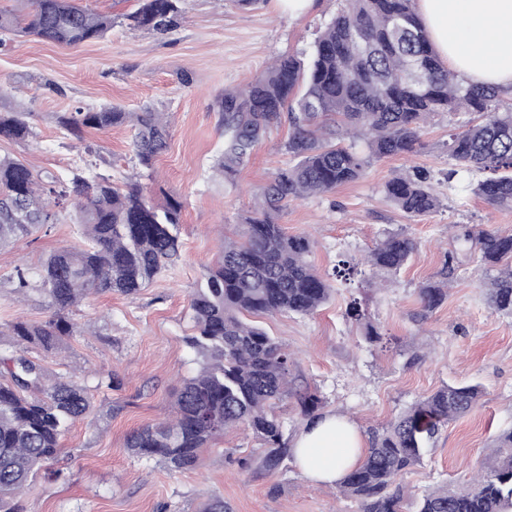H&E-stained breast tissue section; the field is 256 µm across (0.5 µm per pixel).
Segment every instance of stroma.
Returning a JSON list of instances; mask_svg holds the SVG:
<instances>
[{
  "label": "stroma",
  "instance_id": "stroma-1",
  "mask_svg": "<svg viewBox=\"0 0 512 512\" xmlns=\"http://www.w3.org/2000/svg\"><path fill=\"white\" fill-rule=\"evenodd\" d=\"M84 3L111 17L105 38L65 46L0 32V112L23 113L32 131L24 143L0 141V155L64 176L93 147L94 173L120 187L139 184L157 204L180 198L182 251L137 294L94 295L75 307L76 330L55 350L0 335V349L25 351L52 376L81 368L95 388L92 413L66 433L58 461L25 494L29 512H203L213 501L224 512H357V503L337 489L313 486L294 458L268 473L261 441L240 428L209 441L196 467L183 472L133 457L125 447L132 430L169 414L180 378L196 371L197 355L186 343L193 333L189 297L204 285L223 243L239 240L270 174L290 161L283 147L288 128L274 127L235 180H225L216 167L224 136L215 101L279 56L307 58L335 15L336 0H313L297 18L277 0L246 9L234 0H185L183 17L164 31L127 27L124 15L135 0ZM107 104L165 114L171 139L153 169L138 164L130 127L88 129L77 139L57 123L58 113ZM469 119L464 112L437 114L415 152L373 162L356 182L281 212L288 233L314 239L309 260L318 272L332 275L342 260L359 268L350 279L334 278L330 301L315 315L255 320L294 353L296 372L318 392L324 411L347 416L365 435L441 386H484L480 406L443 428L422 463L404 475L413 498L441 484H464L496 436L512 428V316L490 309L477 253L460 254L447 299L426 321L414 320L419 285L457 247L449 225L512 230V208L478 198L476 176L449 173L448 136ZM412 168L430 172L440 200L436 212L415 221L384 195L388 179ZM401 228L418 244L404 269L390 275L361 264L380 233ZM82 243L77 213L67 204L50 227L0 248V328L50 319L38 292L23 299L14 293L15 272L39 268L51 253ZM353 303L378 325L386 345L365 341L362 324L348 314ZM107 373L117 377L116 387L96 389L98 375Z\"/></svg>",
  "mask_w": 512,
  "mask_h": 512
}]
</instances>
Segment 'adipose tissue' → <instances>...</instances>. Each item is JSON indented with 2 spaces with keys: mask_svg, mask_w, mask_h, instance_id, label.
<instances>
[{
  "mask_svg": "<svg viewBox=\"0 0 512 512\" xmlns=\"http://www.w3.org/2000/svg\"><path fill=\"white\" fill-rule=\"evenodd\" d=\"M441 60L466 83L512 87V0H415ZM296 461L317 485H333L364 459L345 416L326 412L292 440Z\"/></svg>",
  "mask_w": 512,
  "mask_h": 512,
  "instance_id": "obj_1",
  "label": "adipose tissue"
}]
</instances>
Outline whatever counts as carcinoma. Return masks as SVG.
<instances>
[{"label": "carcinoma", "mask_w": 512, "mask_h": 512, "mask_svg": "<svg viewBox=\"0 0 512 512\" xmlns=\"http://www.w3.org/2000/svg\"><path fill=\"white\" fill-rule=\"evenodd\" d=\"M28 11L0 10V29L34 35L65 46L100 40L112 18L78 0H28ZM126 15L131 30L165 29L181 16L183 0H137ZM511 91L464 85L444 66L414 7V0H338L335 16L313 42L309 60L277 58L242 89L217 101L224 150L218 169L232 182L254 146L274 126L288 122L285 144L293 163L277 168L263 201L243 224L240 241L224 242L206 285L190 299L194 334L188 343L202 358L197 372L175 392L172 416L131 432L126 448L141 458H160L172 471L195 467L207 441L244 427L267 448L263 467L275 472L292 454L272 406L293 395L302 418L318 416L321 400L297 384L294 360L274 337L245 322L242 314L312 315L333 292L329 277L307 260L312 241L290 235L280 212L311 195L359 180L376 160L414 152L421 131L438 112L464 110L475 118L449 135L453 177L481 174L474 192L492 207H512ZM58 123L74 136L86 128L108 131L129 124L133 148L146 169L169 144L170 125L151 108L126 112L112 105L66 112ZM31 129L18 112H0V139L22 142ZM387 199L412 219L437 211L429 172L416 168L390 178ZM65 202L80 215L85 245L50 254L38 272L52 317L16 321L9 335L51 351L74 333L69 310L99 293L134 295L179 257L182 204L153 205L133 186L123 190L109 177L88 181L80 170L67 179L41 174L27 162L0 157V248L54 223ZM477 251L485 269L490 308L512 315V233L464 226L455 235ZM416 252L403 231L384 234L364 258L371 269L398 273ZM457 252L444 253L435 278L418 289L424 321L446 300ZM348 314L364 322L370 343L383 335L357 304ZM483 397L478 384H448L421 397L385 426L370 432L363 462L339 482L358 512H403V476L419 464L449 422L473 411ZM90 389L72 379L48 376L21 352L0 357V512H28L20 496L61 451V439L91 408ZM413 512H512V429L500 433L492 453L472 479L446 485L416 501Z\"/></svg>", "instance_id": "1"}]
</instances>
